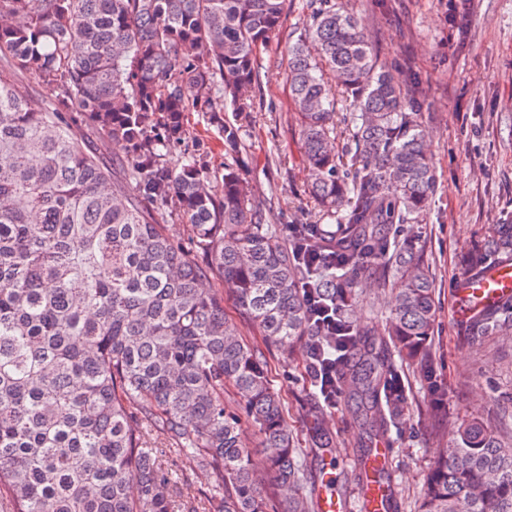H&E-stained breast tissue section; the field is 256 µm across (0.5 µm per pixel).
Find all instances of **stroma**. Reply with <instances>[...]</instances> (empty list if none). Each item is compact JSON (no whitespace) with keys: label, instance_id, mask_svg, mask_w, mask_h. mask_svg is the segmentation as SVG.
<instances>
[{"label":"stroma","instance_id":"stroma-1","mask_svg":"<svg viewBox=\"0 0 512 512\" xmlns=\"http://www.w3.org/2000/svg\"><path fill=\"white\" fill-rule=\"evenodd\" d=\"M367 25L387 64L417 78L429 102L425 115L438 183L421 224L435 282L431 365L448 392L450 420L476 419L512 433V335L467 332L452 314L453 283L462 259L492 225L512 222V0H342ZM311 0H288L276 34L261 52L251 111L225 107L245 150L239 164L260 205L280 226L314 224L307 170L286 78L287 49L310 22ZM272 380L285 390L288 430L310 443L315 390L306 345L270 356ZM406 414L386 438L385 479L392 512H417L440 425L424 415L425 392L409 377ZM326 432L340 472L350 469L362 433L344 403L325 408Z\"/></svg>","mask_w":512,"mask_h":512}]
</instances>
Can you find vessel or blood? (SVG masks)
I'll return each instance as SVG.
<instances>
[{
  "label": "vessel or blood",
  "mask_w": 512,
  "mask_h": 512,
  "mask_svg": "<svg viewBox=\"0 0 512 512\" xmlns=\"http://www.w3.org/2000/svg\"><path fill=\"white\" fill-rule=\"evenodd\" d=\"M454 310L465 321L500 306L512 298V262L456 278L453 286ZM390 489L387 483H363L357 502L324 490L319 495L318 512H388Z\"/></svg>",
  "instance_id": "obj_1"
}]
</instances>
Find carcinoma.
<instances>
[{"instance_id": "carcinoma-1", "label": "carcinoma", "mask_w": 512, "mask_h": 512, "mask_svg": "<svg viewBox=\"0 0 512 512\" xmlns=\"http://www.w3.org/2000/svg\"><path fill=\"white\" fill-rule=\"evenodd\" d=\"M286 2L0 0V512H268L267 479L284 512H317L306 456L329 444L326 419L315 407L313 448L295 446L265 353L224 316L226 288L264 344L324 350V373L375 437L407 408V368L429 380L426 414L442 416L434 279L421 231H404L437 185L416 78L395 80L362 19L320 0L287 73L320 223L284 236L236 163L240 131L220 112L251 110ZM336 81L354 98L351 155L336 150ZM191 112L233 162L215 169L185 141ZM68 113L89 119L92 141ZM505 259L512 223L462 266ZM368 288L388 295L377 322L353 317ZM473 324L511 332L512 300ZM430 452L418 512H512V440L452 422ZM198 470L202 500L187 480Z\"/></svg>"}]
</instances>
